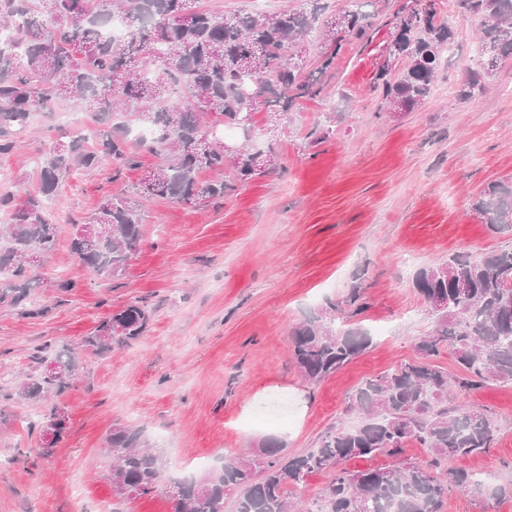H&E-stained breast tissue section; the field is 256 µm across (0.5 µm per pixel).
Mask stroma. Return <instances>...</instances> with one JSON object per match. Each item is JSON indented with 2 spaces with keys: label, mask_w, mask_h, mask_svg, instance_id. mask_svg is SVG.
<instances>
[{
  "label": "stroma",
  "mask_w": 512,
  "mask_h": 512,
  "mask_svg": "<svg viewBox=\"0 0 512 512\" xmlns=\"http://www.w3.org/2000/svg\"><path fill=\"white\" fill-rule=\"evenodd\" d=\"M401 0H380L377 34L348 51L327 96L281 119L253 115L251 136L228 129L226 142L271 150L283 173L254 176L224 201L189 206L145 202L143 240L125 274L103 279L78 269L69 251L71 226L105 195L130 187L155 156L113 180L111 163L74 174L44 202L59 226L57 249L43 277L71 289L38 288L31 301L49 313L30 318L0 307V512H172L166 490L119 502L112 491L106 436L113 424L142 430L165 457V479L199 477L210 463L274 436L298 453L330 427L352 423L348 397L359 383L411 360L434 328L412 280L417 269L456 253L512 247V234L490 231L470 212L487 183L512 176V65L467 102L455 90L477 51L475 23L447 11L458 52L446 78L423 106L407 114L379 112L369 85L389 39L385 21ZM74 120L53 124L34 113L22 148L0 156L9 188H35L48 140L92 135L94 117L55 106ZM332 128L312 142L310 129ZM360 287L367 309L356 322L371 333L361 355L309 387L291 353L289 332L328 302ZM154 313L139 340L81 358V377L64 395L68 430L52 457L34 452L28 415L40 406L15 393L19 374L35 369L44 344L76 347L105 317L134 300ZM498 425L489 452L456 467L495 477L507 493L490 512H512V385L459 395Z\"/></svg>",
  "instance_id": "obj_1"
}]
</instances>
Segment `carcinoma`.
Masks as SVG:
<instances>
[{"label": "carcinoma", "mask_w": 512, "mask_h": 512, "mask_svg": "<svg viewBox=\"0 0 512 512\" xmlns=\"http://www.w3.org/2000/svg\"><path fill=\"white\" fill-rule=\"evenodd\" d=\"M372 0H347L328 13L321 0L300 9L257 16H218L194 0H0V30L14 36L0 43V155L17 148L16 133L33 110L55 99L92 113L99 124L96 145L77 135L54 140L37 171V186L22 201L0 191V307L22 308L43 317L45 306L28 309L35 288H70L36 273L33 259L53 253L58 226L41 199L55 195L70 176L112 161V180L138 163V152L159 157L128 189L107 195L69 241L73 260L98 277L118 278L128 269L143 235L140 202L173 199L193 206L221 202L237 183L276 169L271 152L244 145L232 158L207 144L202 121L213 117L227 128L258 107L288 112L322 97L339 59L371 43ZM461 16L479 21L476 67L456 90L461 102L485 92L512 64V0H452ZM128 37L115 42L103 33L114 19ZM390 40L370 91L381 112H412L429 99L440 74L453 64L455 33L436 0H408L388 17ZM321 29V51L306 67L295 59L309 54L307 38ZM155 131L149 142L134 141L129 128ZM208 174L210 178L202 179ZM472 213L494 233L512 232V177L488 183L471 204ZM414 288L433 316L432 334L416 344V358L367 378L350 398L347 412L356 426L326 431L317 446L290 455L266 439L245 457L226 456L199 478L173 483L174 512H290L292 489L324 473L330 480L304 512H440L448 491L463 488L479 502L498 499L506 489L475 477L451 460L485 453L496 424L477 409L448 406V392L465 393L491 383L512 384V248L480 257L453 254L420 268ZM367 308L360 288L322 313L291 328L295 366L310 386L361 355L370 345L358 327L336 328ZM151 311L143 300L127 303L102 320L74 349L36 356L41 367L27 374L17 395L33 404L63 396L79 377L80 353L101 354L123 347L148 329ZM448 349L457 365L450 374L432 358ZM55 403L40 422L36 455L52 456L67 428L56 421ZM106 442L112 458V490L135 500L159 489L161 455L147 447L142 431L115 424ZM428 449L426 460L404 457L411 444ZM389 459L380 466L350 470L353 459Z\"/></svg>", "instance_id": "obj_1"}]
</instances>
